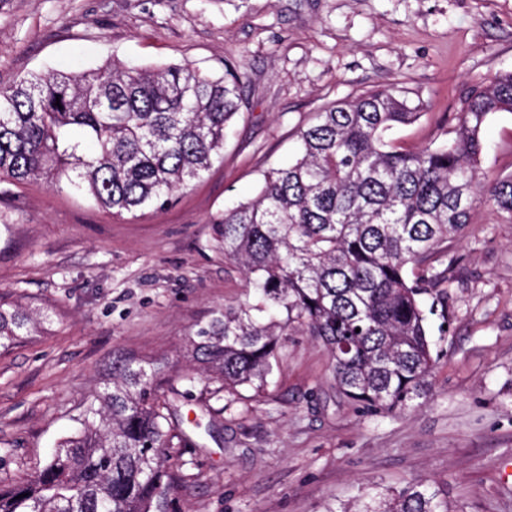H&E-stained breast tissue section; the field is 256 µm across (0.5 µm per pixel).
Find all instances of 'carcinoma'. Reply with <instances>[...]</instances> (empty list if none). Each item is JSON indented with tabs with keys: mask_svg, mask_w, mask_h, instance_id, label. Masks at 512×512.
I'll return each instance as SVG.
<instances>
[{
	"mask_svg": "<svg viewBox=\"0 0 512 512\" xmlns=\"http://www.w3.org/2000/svg\"><path fill=\"white\" fill-rule=\"evenodd\" d=\"M243 79L233 65L220 77L188 64L33 74L0 90V182H65L117 217L161 209L221 158ZM499 112H512V72L471 92L448 138L414 151L392 134L421 113L391 88L317 112L296 131L294 161L215 222L251 299L185 338L184 390L164 387L162 362L115 357L37 478L0 488V512H173L179 469L193 463L174 455L193 444L175 399L203 379L210 415L212 398L260 396L298 333L326 348L349 402L386 415L416 406L436 363L433 321H448L439 287L457 275L435 256L482 201L512 224V175L487 181L479 167ZM34 332L22 306L0 300V348ZM342 512H449L448 494L419 479Z\"/></svg>",
	"mask_w": 512,
	"mask_h": 512,
	"instance_id": "carcinoma-1",
	"label": "carcinoma"
}]
</instances>
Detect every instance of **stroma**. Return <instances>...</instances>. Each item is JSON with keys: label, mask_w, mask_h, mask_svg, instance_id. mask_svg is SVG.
<instances>
[{"label": "stroma", "mask_w": 512, "mask_h": 512, "mask_svg": "<svg viewBox=\"0 0 512 512\" xmlns=\"http://www.w3.org/2000/svg\"><path fill=\"white\" fill-rule=\"evenodd\" d=\"M112 61L246 74L224 153L161 210L115 217L69 186L0 183V297L35 335L0 350V488L37 477L115 354L180 359L185 336L245 300L214 222L294 159L315 112L381 87L416 106L398 146L441 142L463 98L512 71V0H0V89ZM487 179L512 174V112L484 129ZM457 258L448 328L420 406L384 416L337 392L324 347L289 337L261 397L202 415L178 512H340L363 487L432 478L450 512H512V224L479 204Z\"/></svg>", "instance_id": "1"}]
</instances>
